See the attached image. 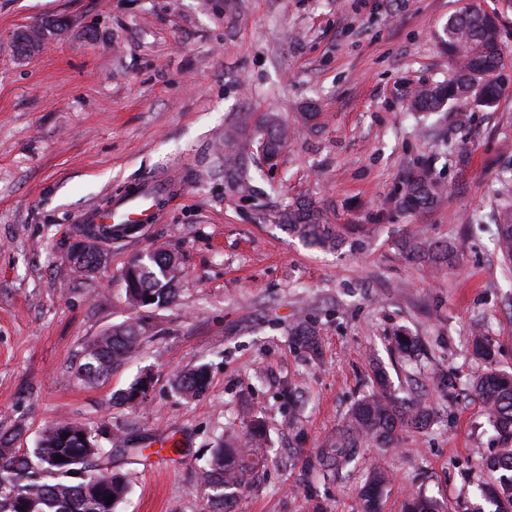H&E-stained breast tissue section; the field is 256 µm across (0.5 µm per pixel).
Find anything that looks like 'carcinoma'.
<instances>
[{"mask_svg": "<svg viewBox=\"0 0 512 512\" xmlns=\"http://www.w3.org/2000/svg\"><path fill=\"white\" fill-rule=\"evenodd\" d=\"M446 44L448 57L455 58L467 47L465 59H457L456 70L446 83L417 91L411 102L416 112H441L455 102L474 100L473 88H481L478 107L497 105L503 67L499 36V16L471 4L449 15L438 36ZM288 137L287 128L274 116L263 121L260 140L266 154L279 155ZM250 158L237 146L233 134L224 137V177L243 184L248 178ZM446 188L436 176L432 165L425 161L405 181L399 205L406 211L420 213L444 199ZM288 230L310 238L322 247L335 243L336 232L330 224L321 223L320 212L310 206L297 205L285 213ZM497 245L504 259L512 261V209L497 212ZM125 226L82 227L87 239L84 251L71 261L79 273L88 275L97 268L103 244L110 235H118ZM402 253L411 259L428 261L441 267H452L458 260L453 247L441 245L429 237L412 233L400 243ZM182 273L180 257L167 249L157 248L146 255L134 256L120 274L127 303L133 308H160L170 303L174 283ZM146 328L139 320L113 326L87 344L75 369V376L98 381L125 363L138 349ZM295 344L310 354H317L319 337L311 324H301L291 330ZM474 354L487 361L495 355L492 337L480 331L472 340ZM208 378V369L200 365L175 378V388L190 397L199 392ZM472 390L480 398L498 442L496 453L484 460L490 479L479 486V496L490 510L480 507L475 512H512V374L489 370ZM433 420L432 408L426 404L408 406L392 390L383 368L374 373L370 393L358 399L350 408L346 425L336 432V438L318 450L316 461L321 467L342 472L355 466L357 449L372 442L391 443L397 431L409 427L425 428ZM56 422L43 429L34 448L21 450L11 447L13 439L0 437V512H111L128 490L124 477L110 471L87 478L72 472L86 466L89 460L112 450L94 441L95 430L83 424L72 425L67 438H62ZM87 441H82V438ZM250 449L237 443L219 444L212 449L208 466L203 472V498L206 512H224L227 490L241 485L248 474L261 462L265 445L264 425L257 418L249 423ZM65 461L58 462L56 457ZM388 483L381 471L371 473L362 485L357 512H379L383 492ZM114 496L107 505L108 496ZM403 512H449L437 500L417 495L405 500Z\"/></svg>", "mask_w": 512, "mask_h": 512, "instance_id": "1", "label": "carcinoma"}]
</instances>
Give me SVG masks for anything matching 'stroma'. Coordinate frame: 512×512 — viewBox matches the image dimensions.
<instances>
[{
    "label": "stroma",
    "instance_id": "stroma-1",
    "mask_svg": "<svg viewBox=\"0 0 512 512\" xmlns=\"http://www.w3.org/2000/svg\"><path fill=\"white\" fill-rule=\"evenodd\" d=\"M467 0H0V435L34 447L42 429L75 421L122 435L147 458L113 454L128 481L117 512H202L212 448L267 430L266 459L233 512H355L367 476L389 483L382 512L423 493L472 506L496 449L469 385L488 367L512 371V269L491 216L512 202V0H477L502 20L503 72L491 109L445 118L409 110L417 90L448 81L436 41ZM65 17L70 26L21 56L15 32ZM278 113L288 142L275 166L257 154V119ZM250 185L224 179V132L240 116ZM449 140L466 164L439 150ZM432 162L448 189L436 209L395 204L409 172ZM184 183L161 223L112 241L82 276L68 253L79 218L155 173ZM337 225L336 248L279 224L296 202ZM452 244L454 268L403 259L416 228ZM175 250L177 295L145 309L137 353L106 377H74L84 345L134 311L117 278L135 255ZM318 329L319 357L292 326ZM495 341L494 363L472 338ZM414 340L411 354L401 337ZM208 383L179 394L198 365ZM383 366L398 397L434 415L388 447L360 449L337 475L307 465L335 436ZM144 402H121L141 371ZM456 382L449 391L448 382ZM208 378V369L200 365L194 369L180 373L175 378V388L186 397L194 396L205 385Z\"/></svg>",
    "mask_w": 512,
    "mask_h": 512
}]
</instances>
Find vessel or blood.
Instances as JSON below:
<instances>
[{"instance_id": "obj_1", "label": "vessel or blood", "mask_w": 512, "mask_h": 512, "mask_svg": "<svg viewBox=\"0 0 512 512\" xmlns=\"http://www.w3.org/2000/svg\"><path fill=\"white\" fill-rule=\"evenodd\" d=\"M182 176L161 175L138 182L130 193L115 198L108 209L89 212V224L115 223L143 226L160 223L177 195Z\"/></svg>"}]
</instances>
